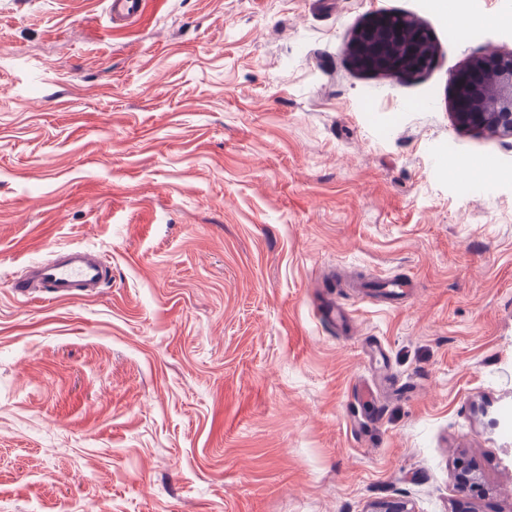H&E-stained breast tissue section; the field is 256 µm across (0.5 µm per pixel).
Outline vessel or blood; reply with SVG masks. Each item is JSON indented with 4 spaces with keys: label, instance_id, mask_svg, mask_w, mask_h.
<instances>
[{
    "label": "vessel or blood",
    "instance_id": "1",
    "mask_svg": "<svg viewBox=\"0 0 512 512\" xmlns=\"http://www.w3.org/2000/svg\"><path fill=\"white\" fill-rule=\"evenodd\" d=\"M143 10V0H107L111 23L125 24ZM110 276V265L102 254L73 248L54 259L31 264L13 288L25 299L68 300L101 288Z\"/></svg>",
    "mask_w": 512,
    "mask_h": 512
}]
</instances>
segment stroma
Listing matches in <instances>:
<instances>
[{"mask_svg":"<svg viewBox=\"0 0 512 512\" xmlns=\"http://www.w3.org/2000/svg\"><path fill=\"white\" fill-rule=\"evenodd\" d=\"M475 8L465 37L437 0H0V512H452L462 458L512 512V136L450 83L512 54V0ZM377 13L431 33L421 76L352 65ZM66 246L109 259L96 295L13 294ZM334 273L413 292L336 289L334 331ZM107 16L113 24H126L136 19L143 10V0H108Z\"/></svg>","mask_w":512,"mask_h":512,"instance_id":"35a3bbf8","label":"stroma"}]
</instances>
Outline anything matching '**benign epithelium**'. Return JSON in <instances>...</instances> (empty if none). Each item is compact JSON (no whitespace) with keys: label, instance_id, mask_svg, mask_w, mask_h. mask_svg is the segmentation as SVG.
Returning <instances> with one entry per match:
<instances>
[{"label":"benign epithelium","instance_id":"1","mask_svg":"<svg viewBox=\"0 0 512 512\" xmlns=\"http://www.w3.org/2000/svg\"><path fill=\"white\" fill-rule=\"evenodd\" d=\"M477 72L497 88V98L481 112H457L460 125L473 130L492 129L512 135V60L509 58L478 57L458 70L451 79L453 95L459 96L469 88L470 74Z\"/></svg>","mask_w":512,"mask_h":512}]
</instances>
